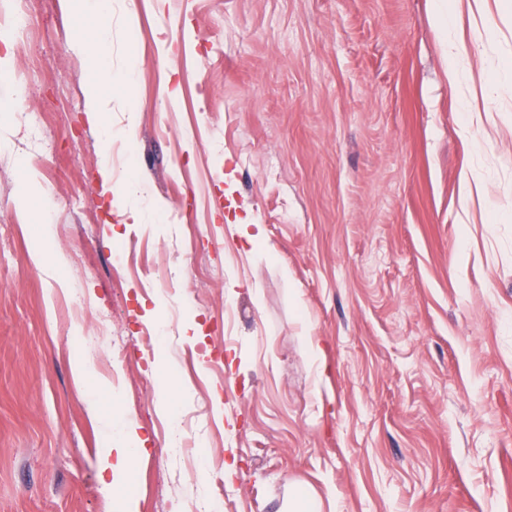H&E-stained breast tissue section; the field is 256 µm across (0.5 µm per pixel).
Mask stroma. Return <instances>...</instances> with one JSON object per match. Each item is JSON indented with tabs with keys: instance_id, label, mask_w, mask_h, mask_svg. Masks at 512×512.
<instances>
[{
	"instance_id": "35a3bbf8",
	"label": "stroma",
	"mask_w": 512,
	"mask_h": 512,
	"mask_svg": "<svg viewBox=\"0 0 512 512\" xmlns=\"http://www.w3.org/2000/svg\"><path fill=\"white\" fill-rule=\"evenodd\" d=\"M437 2L108 0L106 62L134 77L104 129L70 0L0 27V512H116V437L72 371L90 344L145 441L138 512H281L293 487L333 512H512V98L485 88L512 81V0L449 28Z\"/></svg>"
}]
</instances>
